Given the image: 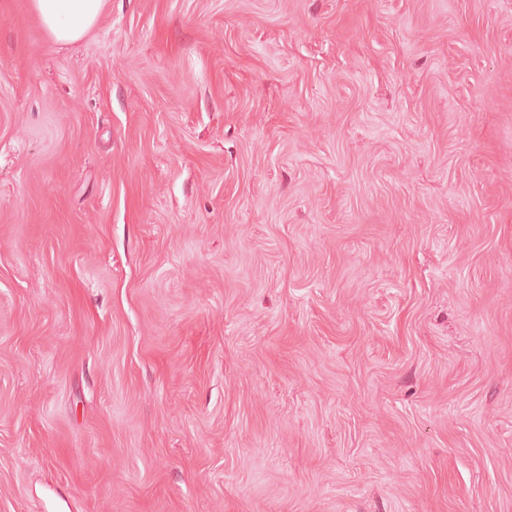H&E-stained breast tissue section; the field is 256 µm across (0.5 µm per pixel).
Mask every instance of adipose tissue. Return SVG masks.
<instances>
[{
  "label": "adipose tissue",
  "instance_id": "adipose-tissue-1",
  "mask_svg": "<svg viewBox=\"0 0 512 512\" xmlns=\"http://www.w3.org/2000/svg\"><path fill=\"white\" fill-rule=\"evenodd\" d=\"M106 0H31L50 40L66 45L84 38L98 23Z\"/></svg>",
  "mask_w": 512,
  "mask_h": 512
}]
</instances>
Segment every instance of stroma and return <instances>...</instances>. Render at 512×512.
Returning <instances> with one entry per match:
<instances>
[{
    "instance_id": "1",
    "label": "stroma",
    "mask_w": 512,
    "mask_h": 512,
    "mask_svg": "<svg viewBox=\"0 0 512 512\" xmlns=\"http://www.w3.org/2000/svg\"><path fill=\"white\" fill-rule=\"evenodd\" d=\"M0 512H512V0H0ZM106 0H31L50 40L66 45L84 38L98 23Z\"/></svg>"
}]
</instances>
